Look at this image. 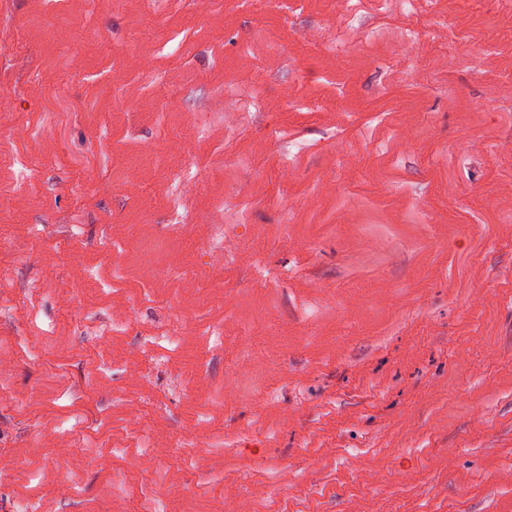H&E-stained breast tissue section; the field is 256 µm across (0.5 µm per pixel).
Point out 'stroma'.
I'll return each instance as SVG.
<instances>
[{
	"mask_svg": "<svg viewBox=\"0 0 512 512\" xmlns=\"http://www.w3.org/2000/svg\"><path fill=\"white\" fill-rule=\"evenodd\" d=\"M0 512H512V0H0Z\"/></svg>",
	"mask_w": 512,
	"mask_h": 512,
	"instance_id": "1",
	"label": "stroma"
}]
</instances>
